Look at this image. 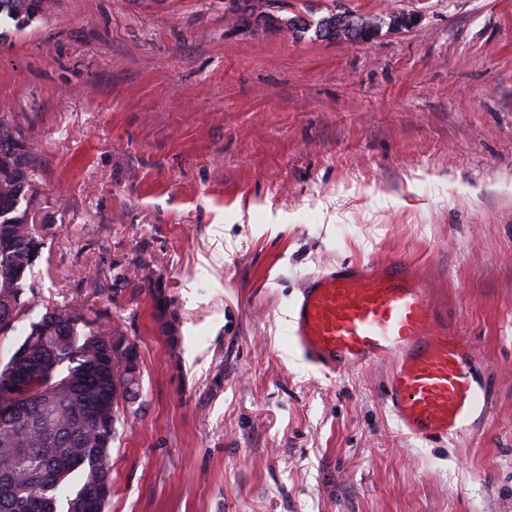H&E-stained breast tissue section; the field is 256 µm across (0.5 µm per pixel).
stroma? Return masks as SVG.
Here are the masks:
<instances>
[{
  "label": "stroma",
  "instance_id": "obj_1",
  "mask_svg": "<svg viewBox=\"0 0 512 512\" xmlns=\"http://www.w3.org/2000/svg\"><path fill=\"white\" fill-rule=\"evenodd\" d=\"M283 3L417 20L351 44L46 0L0 41L45 238L20 327L75 304L138 347L107 512H512V0ZM395 258L476 344L492 409L458 440L403 430L387 364L324 373L289 334L306 275Z\"/></svg>",
  "mask_w": 512,
  "mask_h": 512
}]
</instances>
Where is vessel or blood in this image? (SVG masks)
Here are the masks:
<instances>
[{
	"label": "vessel or blood",
	"instance_id": "1",
	"mask_svg": "<svg viewBox=\"0 0 512 512\" xmlns=\"http://www.w3.org/2000/svg\"><path fill=\"white\" fill-rule=\"evenodd\" d=\"M291 334L326 373L390 362L385 400L414 436L452 439L487 415L471 337L449 323L405 260L348 261L309 275Z\"/></svg>",
	"mask_w": 512,
	"mask_h": 512
}]
</instances>
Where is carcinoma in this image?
Segmentation results:
<instances>
[{
  "label": "carcinoma",
  "mask_w": 512,
  "mask_h": 512,
  "mask_svg": "<svg viewBox=\"0 0 512 512\" xmlns=\"http://www.w3.org/2000/svg\"><path fill=\"white\" fill-rule=\"evenodd\" d=\"M44 0H0L21 29L43 10ZM260 0H224V11L242 21L259 14L275 28L315 27L319 37L370 39L387 27L411 24L412 16H366L334 10L309 24L257 12ZM36 178L25 140L0 120V349L33 304L23 299V282L42 248L28 224ZM15 378L18 388L0 399L18 407L0 412V512H104L107 500L97 484L112 481L111 449L118 412L142 396L137 345L117 329L95 325L78 306H50L18 345L0 357V383Z\"/></svg>",
  "instance_id": "carcinoma-1"
}]
</instances>
